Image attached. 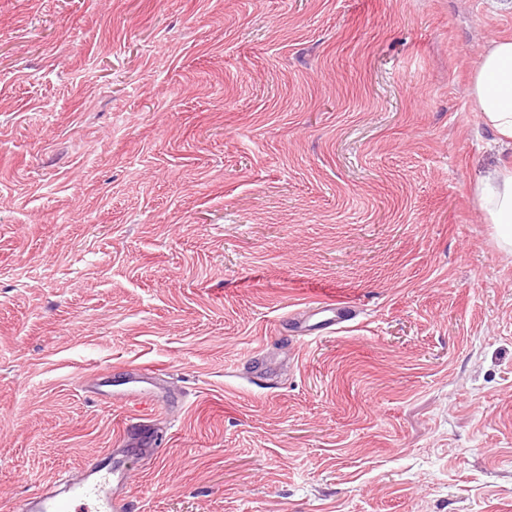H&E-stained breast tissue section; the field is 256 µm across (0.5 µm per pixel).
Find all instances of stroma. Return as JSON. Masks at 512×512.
<instances>
[{
  "mask_svg": "<svg viewBox=\"0 0 512 512\" xmlns=\"http://www.w3.org/2000/svg\"><path fill=\"white\" fill-rule=\"evenodd\" d=\"M501 36L498 0H0V512L119 447L144 368L127 512H512ZM475 112L503 147H512V37L492 40L470 81ZM475 195L487 224H494L500 246L512 249V166H495L479 173L474 182Z\"/></svg>",
  "mask_w": 512,
  "mask_h": 512,
  "instance_id": "1",
  "label": "stroma"
}]
</instances>
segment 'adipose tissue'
Instances as JSON below:
<instances>
[{"mask_svg":"<svg viewBox=\"0 0 512 512\" xmlns=\"http://www.w3.org/2000/svg\"><path fill=\"white\" fill-rule=\"evenodd\" d=\"M470 99L498 143L512 147V37H499L488 44L471 77ZM474 191L500 246L511 250L512 166L482 171Z\"/></svg>","mask_w":512,"mask_h":512,"instance_id":"ef3b65f1","label":"adipose tissue"}]
</instances>
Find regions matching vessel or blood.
I'll return each mask as SVG.
<instances>
[{
	"label": "vessel or blood",
	"instance_id": "obj_1",
	"mask_svg": "<svg viewBox=\"0 0 512 512\" xmlns=\"http://www.w3.org/2000/svg\"><path fill=\"white\" fill-rule=\"evenodd\" d=\"M129 481L120 461L95 455L83 463L79 477L67 475L43 485L19 503L17 512H73L74 503L82 499L93 501L94 512H124L120 491Z\"/></svg>",
	"mask_w": 512,
	"mask_h": 512
}]
</instances>
